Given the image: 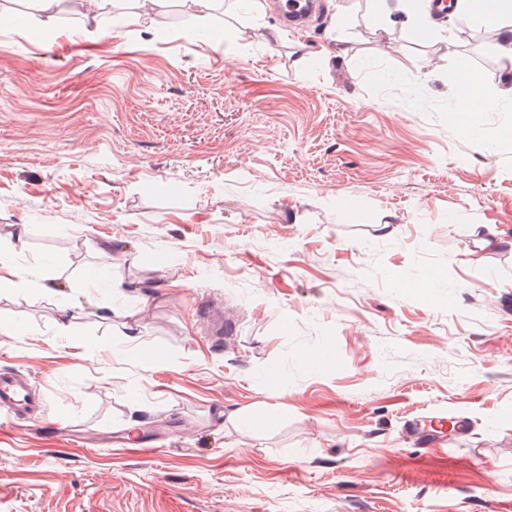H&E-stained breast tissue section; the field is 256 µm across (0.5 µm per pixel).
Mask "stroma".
Here are the masks:
<instances>
[{
    "instance_id": "35a3bbf8",
    "label": "stroma",
    "mask_w": 512,
    "mask_h": 512,
    "mask_svg": "<svg viewBox=\"0 0 512 512\" xmlns=\"http://www.w3.org/2000/svg\"><path fill=\"white\" fill-rule=\"evenodd\" d=\"M267 3L212 43L192 0L163 36L34 10L35 44L0 0V253L31 283L0 288V370L86 441L1 411L0 512H512V68L460 15ZM130 427L154 454L108 444ZM479 93L480 84L476 74L471 73L468 77L463 74L460 75L456 83V106L451 113V117L465 132L473 131L475 121L469 112V102L471 98L476 97Z\"/></svg>"
}]
</instances>
